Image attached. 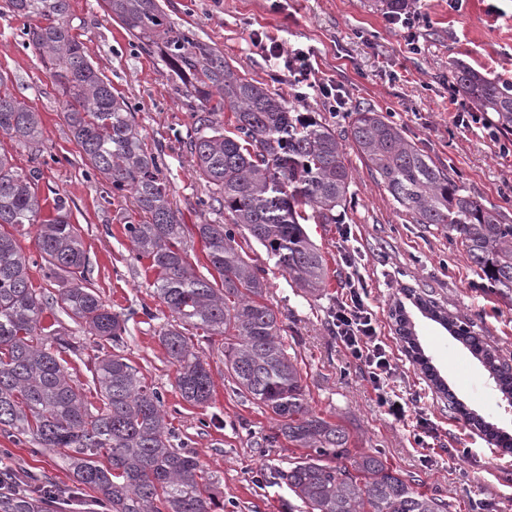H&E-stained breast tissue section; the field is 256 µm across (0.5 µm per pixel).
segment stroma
<instances>
[{
	"label": "stroma",
	"instance_id": "1",
	"mask_svg": "<svg viewBox=\"0 0 512 512\" xmlns=\"http://www.w3.org/2000/svg\"><path fill=\"white\" fill-rule=\"evenodd\" d=\"M175 24L223 50L238 74L283 95L302 112H318L344 130L345 112L331 110L312 81L299 76L289 59L264 57L250 41L257 30L289 51L309 57L319 77L332 80L348 106L387 115L405 137L447 169L467 194L498 209L512 224V153H500L483 127L460 130L451 122L448 63L463 60L490 78L512 80V0H410L411 13L427 17L410 50L402 28L389 24L371 0H160ZM72 33L115 96L132 105L148 151L160 154L161 174L182 223L226 224L223 209L207 206L210 187L198 179L186 149L193 109L178 93L160 59L140 50L127 31L103 9L102 0H70ZM34 17L15 15L0 0V76L4 88L38 112L41 141L32 148L0 135V148L22 172L38 170L43 216L63 204L79 230L87 277L102 301L126 320L116 351L128 358L163 396L174 447L198 454L207 482L224 501V512H300L286 486L275 483L300 448L266 437L275 428L270 412L241 394L227 377L223 337L186 326L195 351L214 380L208 406L186 402L175 387L176 367L158 335L172 317L154 293L150 262L136 258L126 226L142 221L131 197H117L90 174L83 153L62 117L60 96L39 52L23 31ZM352 202L337 223L306 221L305 228L326 262V286L311 295L275 264L255 240L242 242L247 259L264 270L267 299L283 322V339L302 373L310 409L340 423L359 452H382L387 463L414 477L417 491L439 495L448 512H472L475 500L486 512H512V456L493 451L469 415L512 434V406L494 391L486 367L433 313L466 322L481 336L497 363L512 364V299L478 288V277L461 246L445 231L418 224L402 212L367 162L349 151ZM350 253L362 277L368 303L396 370L389 390L407 405L397 421L375 395L336 340L331 315L344 294L343 253ZM44 324L71 337L75 351L66 367L88 404H97L90 370L101 341L58 305ZM427 365H420L419 357ZM424 434L416 442V434ZM17 467L56 488L73 481L55 451L33 453L0 431Z\"/></svg>",
	"mask_w": 512,
	"mask_h": 512
}]
</instances>
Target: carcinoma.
Listing matches in <instances>:
<instances>
[{
	"instance_id": "1",
	"label": "carcinoma",
	"mask_w": 512,
	"mask_h": 512,
	"mask_svg": "<svg viewBox=\"0 0 512 512\" xmlns=\"http://www.w3.org/2000/svg\"><path fill=\"white\" fill-rule=\"evenodd\" d=\"M13 13L35 14L45 24L24 33L42 55L62 98L63 118L88 165L112 195L131 196L143 213L127 225L137 257L150 260L155 290L177 320L159 332L176 366L181 397L205 407L214 381L190 337L189 323L224 337V365L236 389L265 406L276 422L269 444L283 438L304 453L278 472L305 512H447L441 497L413 489L381 453L357 456L350 434L309 409L303 377L282 341L283 325L266 302L267 284L247 262L236 232L250 236L276 258L298 287H325L322 253L303 221L304 207L320 224H334L349 204L352 183L346 146L378 174L387 191L418 224L448 232L464 247L486 286L512 296V224L501 213L463 194L448 172L408 141L401 128L373 109L356 108L344 133L318 112H298L286 98L241 78L224 53L167 17L158 0H103L136 40L157 55L189 103L204 111L188 136L193 170L230 214L231 225L180 222L159 157L147 152L128 103L112 95L87 48L71 35L70 0H10ZM455 88L484 112L512 125V82L489 79L462 64L449 67ZM230 110L234 135L215 116ZM0 134L35 146L39 113L0 92ZM37 171L15 170L0 151V430L39 450L63 449L76 487L92 489L105 512H224L212 487L202 483L197 453L170 444L163 397L127 358L95 357L92 383L101 407L91 411L67 375L61 353L73 344L42 325L48 301L33 288L29 260L7 228H35L34 245L56 282V303L91 335L117 346L125 320L101 301L86 277V256L63 206L41 218ZM198 236L218 280L196 273L187 239ZM455 338L476 348L479 337L445 320ZM491 374L512 393V375L490 354ZM60 490L35 484L0 451V512H49Z\"/></svg>"
}]
</instances>
